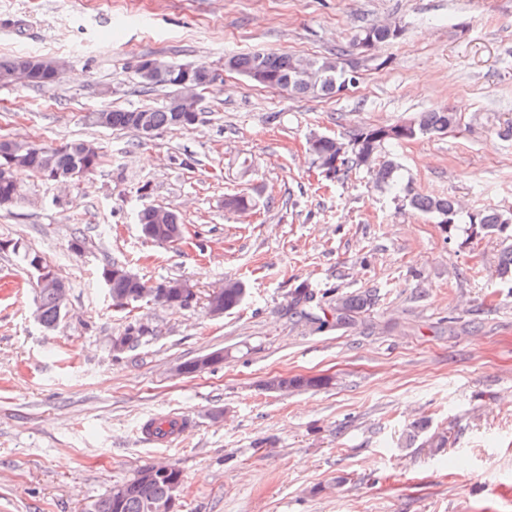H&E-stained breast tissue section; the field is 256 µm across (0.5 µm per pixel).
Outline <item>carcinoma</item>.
Returning a JSON list of instances; mask_svg holds the SVG:
<instances>
[{
	"label": "carcinoma",
	"mask_w": 512,
	"mask_h": 512,
	"mask_svg": "<svg viewBox=\"0 0 512 512\" xmlns=\"http://www.w3.org/2000/svg\"><path fill=\"white\" fill-rule=\"evenodd\" d=\"M368 36L377 44L396 39L385 27L375 24L361 26L349 46L336 49L335 57L310 58L314 79L294 84L291 93L297 96H336L344 81L343 71L347 58L360 53L361 41ZM28 59V55L0 58V85L12 84L11 73L20 62ZM295 60L296 56L288 52L233 54L225 58L224 66L247 76L259 63L275 75L278 81L286 84L294 77ZM167 65L172 67V71L165 79H147L141 74L138 75L141 91L149 92L158 87L175 88L181 78L177 71L179 64L169 61ZM86 119L98 127L129 130L142 137L146 136V126L156 134L164 129H187L197 125L195 116L180 117L169 109L166 101L138 109L96 110L88 113ZM458 123L456 113L450 108L421 112L415 118V131L409 139L445 134L450 126ZM394 128L393 124L360 128L347 141L318 136L309 140L308 150L316 162L329 167L333 171L332 178L339 181L351 167L361 164L370 166L385 148L400 143V140L387 136V132ZM105 162L106 154L91 140H74L55 147L32 140H0V205L13 204L22 197L21 186L14 178L16 171H28L40 180L54 184L58 176L77 180L92 175L103 168ZM373 177L376 185L386 191L398 193L408 190V186L403 183L399 165L391 159H386L373 168ZM410 203L414 208L443 220L448 235H453L457 216L453 200L414 194ZM136 221L143 235L156 242H175L183 236L180 217L172 209L143 203L136 210ZM469 222L472 234L494 235L500 240V272L505 278L512 276V219L496 210H484L469 216ZM23 261L35 280L39 321L45 328L52 329L58 324L65 309V304L59 300L53 286L54 271L45 257L36 251L24 253ZM99 279L108 290L113 306L117 308L137 301L142 296L143 289L148 286L160 290L168 288L170 307L173 309H189L198 302V299L173 288L172 284L176 280L150 284L118 262L103 266ZM243 296V285L235 279H226L215 299L220 309L229 311L240 305ZM375 302L376 293L366 290L350 294L338 293L327 305L322 306L316 302L314 291L301 284L291 293L288 313L296 323L317 331L327 328L348 329L362 323L365 314L374 307ZM148 333L150 330L145 324L129 322L114 340L130 349L137 346ZM325 385L327 380L321 377H278L271 382L272 388L277 390ZM180 477L182 472L177 469L147 484L140 483L133 477L123 481L124 499L119 512H150L149 505L164 500L169 484Z\"/></svg>",
	"instance_id": "obj_1"
}]
</instances>
